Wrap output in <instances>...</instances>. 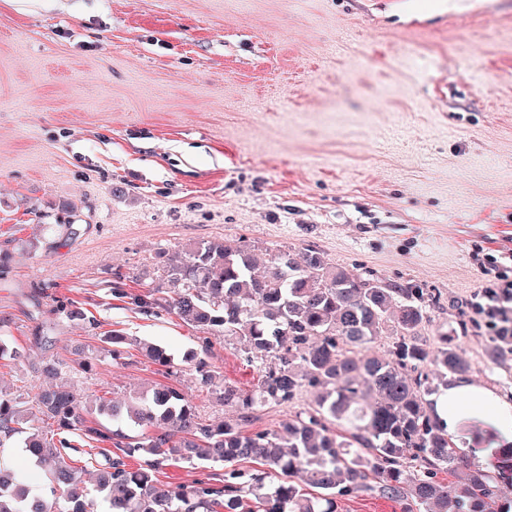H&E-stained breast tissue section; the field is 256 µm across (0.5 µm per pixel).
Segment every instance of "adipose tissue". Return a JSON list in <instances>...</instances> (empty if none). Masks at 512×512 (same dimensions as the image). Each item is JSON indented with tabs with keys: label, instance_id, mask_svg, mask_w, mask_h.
<instances>
[{
	"label": "adipose tissue",
	"instance_id": "obj_1",
	"mask_svg": "<svg viewBox=\"0 0 512 512\" xmlns=\"http://www.w3.org/2000/svg\"><path fill=\"white\" fill-rule=\"evenodd\" d=\"M436 410L449 433L470 442L473 462L487 465L491 453L512 446V396L468 378L450 381Z\"/></svg>",
	"mask_w": 512,
	"mask_h": 512
}]
</instances>
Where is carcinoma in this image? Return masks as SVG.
Masks as SVG:
<instances>
[{
	"instance_id": "1",
	"label": "carcinoma",
	"mask_w": 512,
	"mask_h": 512,
	"mask_svg": "<svg viewBox=\"0 0 512 512\" xmlns=\"http://www.w3.org/2000/svg\"><path fill=\"white\" fill-rule=\"evenodd\" d=\"M168 277L171 304L184 322L239 340L247 355L274 358L253 388L224 387V403L237 407V416L206 423L184 393L159 386L125 408L105 393L98 396L95 413L115 426L102 430L86 424V397L61 382L34 396L56 425L47 437L24 431L23 411L0 392V448L12 447L22 434L29 457L52 471V486L40 490L25 475L0 468V512H88L81 471L61 454L77 438L88 446L112 441L122 456L141 461L132 470L116 460L99 472L96 491L110 512H337L343 498L368 488L400 502L413 500L427 512H488L496 495L493 478L512 479V448L496 455L493 476L471 467L435 411L441 391L426 367L462 377L468 366L448 347L446 333L433 356L416 342L428 318L422 289L333 267L312 251L300 259L279 254L258 275L253 255L220 242L185 249ZM64 313L98 326L73 303ZM382 334L395 337L385 356L369 350ZM142 350L152 363L173 367L162 346L144 342ZM306 383L323 388L306 416L288 420L280 431L245 430L257 408L292 402ZM365 388L374 401L365 400ZM132 426L142 433L123 432ZM240 459L258 460L264 470L246 480L228 471L220 485L158 490L152 483V471L169 462ZM460 470L465 477L458 483L436 479L439 472ZM298 472L315 492L291 482Z\"/></svg>"
}]
</instances>
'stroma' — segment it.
Segmentation results:
<instances>
[{"label": "stroma", "instance_id": "stroma-1", "mask_svg": "<svg viewBox=\"0 0 512 512\" xmlns=\"http://www.w3.org/2000/svg\"><path fill=\"white\" fill-rule=\"evenodd\" d=\"M214 240L262 268L312 249L421 288L435 303L419 342L434 353L448 333L469 378L512 394L502 323L476 308L512 282V0H0V336L28 354L0 359V391L30 426L50 428L33 402L45 355L89 394L170 385L206 422L236 416L181 357L209 342L217 385L248 389L239 344L130 301L169 297L172 258ZM72 300L98 329L65 317ZM109 330L128 338L120 358ZM141 339L178 357L174 374ZM317 395L258 409L248 431Z\"/></svg>", "mask_w": 512, "mask_h": 512}]
</instances>
